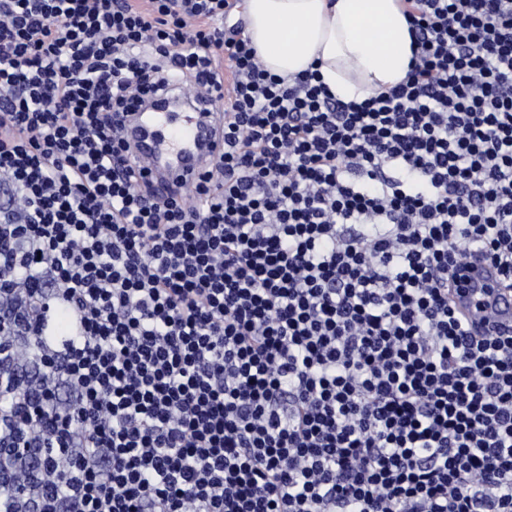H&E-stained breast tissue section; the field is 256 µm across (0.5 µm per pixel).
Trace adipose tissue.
<instances>
[{
	"instance_id": "obj_1",
	"label": "adipose tissue",
	"mask_w": 512,
	"mask_h": 512,
	"mask_svg": "<svg viewBox=\"0 0 512 512\" xmlns=\"http://www.w3.org/2000/svg\"><path fill=\"white\" fill-rule=\"evenodd\" d=\"M247 34L266 69H317L336 98L362 102L403 81L412 57L404 0H245Z\"/></svg>"
}]
</instances>
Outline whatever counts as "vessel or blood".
Instances as JSON below:
<instances>
[{
    "mask_svg": "<svg viewBox=\"0 0 512 512\" xmlns=\"http://www.w3.org/2000/svg\"><path fill=\"white\" fill-rule=\"evenodd\" d=\"M173 95L186 102V117L173 111L134 112L125 126V136L138 166L160 192H188L209 170L211 142L218 130L220 114L201 107L200 95L182 88ZM472 281L484 292L463 289L451 299L468 318L474 331L482 333L512 328V289L500 287L495 269L487 262L469 259Z\"/></svg>",
    "mask_w": 512,
    "mask_h": 512,
    "instance_id": "vessel-or-blood-1",
    "label": "vessel or blood"
}]
</instances>
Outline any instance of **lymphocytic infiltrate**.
Listing matches in <instances>:
<instances>
[{
	"label": "lymphocytic infiltrate",
	"instance_id": "1",
	"mask_svg": "<svg viewBox=\"0 0 512 512\" xmlns=\"http://www.w3.org/2000/svg\"><path fill=\"white\" fill-rule=\"evenodd\" d=\"M238 0H0L7 512H512V0H406L360 103L265 69ZM177 83L221 151L162 198L121 127ZM465 265L472 269L473 283H481L486 289L478 293L462 289L453 292L450 299L464 312L472 329L482 333L512 328V289L499 286L496 270L487 262L474 257L467 259ZM486 294L491 295L490 306L483 307Z\"/></svg>",
	"mask_w": 512,
	"mask_h": 512
}]
</instances>
